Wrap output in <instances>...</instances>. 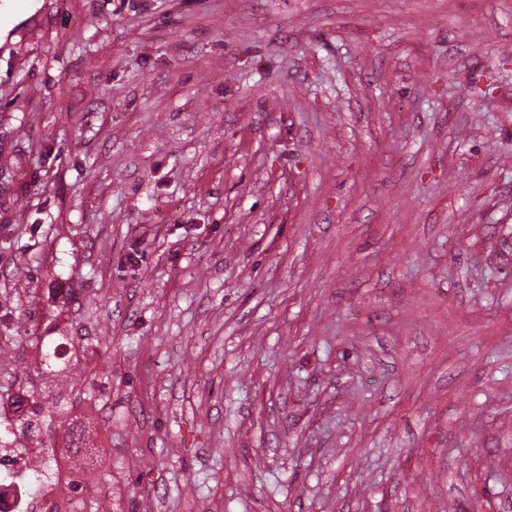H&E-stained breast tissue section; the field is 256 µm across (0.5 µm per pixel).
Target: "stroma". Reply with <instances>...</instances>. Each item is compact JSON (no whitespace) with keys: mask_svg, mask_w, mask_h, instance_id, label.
<instances>
[{"mask_svg":"<svg viewBox=\"0 0 512 512\" xmlns=\"http://www.w3.org/2000/svg\"><path fill=\"white\" fill-rule=\"evenodd\" d=\"M512 0L0 8V405L68 336L90 512H512Z\"/></svg>","mask_w":512,"mask_h":512,"instance_id":"stroma-1","label":"stroma"}]
</instances>
